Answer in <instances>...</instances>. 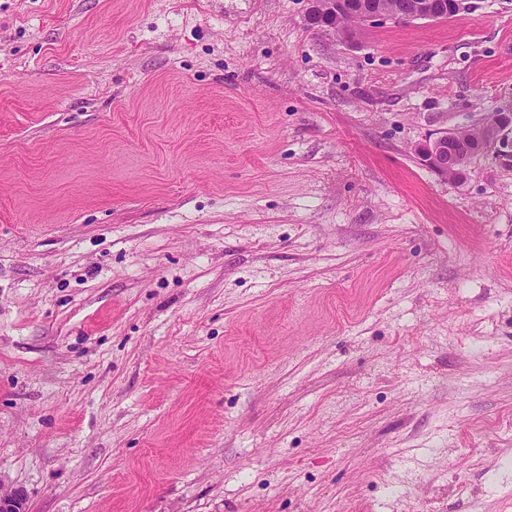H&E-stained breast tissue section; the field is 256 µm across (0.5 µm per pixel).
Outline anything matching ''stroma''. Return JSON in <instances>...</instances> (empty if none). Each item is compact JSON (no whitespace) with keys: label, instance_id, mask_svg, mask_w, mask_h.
Instances as JSON below:
<instances>
[{"label":"stroma","instance_id":"stroma-1","mask_svg":"<svg viewBox=\"0 0 512 512\" xmlns=\"http://www.w3.org/2000/svg\"><path fill=\"white\" fill-rule=\"evenodd\" d=\"M0 0V486L26 512H512V0ZM356 1V2H355ZM369 0H322L321 3H326L327 8L315 10L309 17V23L313 27H321L325 20H334L337 13H352L359 16L363 23L374 22L380 18L389 17L395 20H413V19H428V20H442L441 13L445 1H448V8L445 14L448 13L456 15L460 9L452 12L455 7V1L462 0H413L411 3L405 1L401 5V10L395 13L400 4V0H377L385 11L395 13L392 15L383 14L378 6L374 3H369ZM317 28V27H316ZM473 127L477 133L471 137L470 130L443 132L417 148L419 158L446 176L451 175L448 169L467 168L475 156L488 149H494L504 165L512 166V113L497 112Z\"/></svg>","mask_w":512,"mask_h":512}]
</instances>
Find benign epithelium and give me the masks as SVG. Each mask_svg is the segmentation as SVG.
I'll use <instances>...</instances> for the list:
<instances>
[{
  "mask_svg": "<svg viewBox=\"0 0 512 512\" xmlns=\"http://www.w3.org/2000/svg\"><path fill=\"white\" fill-rule=\"evenodd\" d=\"M325 9L315 10L309 17L310 25L316 27L326 20H333L338 13H352L362 22H374L385 17L378 6L368 0H322ZM445 0H412L403 2L401 10L390 15L395 20L443 19ZM477 133L464 138L457 131H446L433 140L419 146V158L430 168L441 174L450 169L467 167L471 160L488 149L494 150L503 164L512 166V113L499 112L475 126ZM0 512H24L23 498L16 490L0 489Z\"/></svg>",
  "mask_w": 512,
  "mask_h": 512,
  "instance_id": "benign-epithelium-1",
  "label": "benign epithelium"
}]
</instances>
